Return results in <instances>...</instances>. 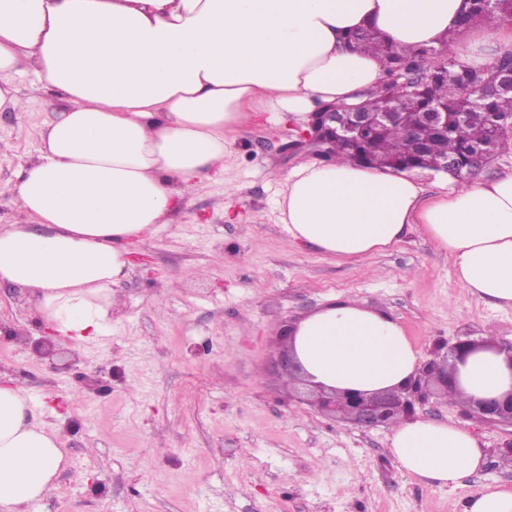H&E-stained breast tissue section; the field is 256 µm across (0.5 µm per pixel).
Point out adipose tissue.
I'll return each instance as SVG.
<instances>
[{
	"mask_svg": "<svg viewBox=\"0 0 512 512\" xmlns=\"http://www.w3.org/2000/svg\"><path fill=\"white\" fill-rule=\"evenodd\" d=\"M465 0H0V111L20 110V71L61 91L67 107L41 134L14 185L27 215L0 228V283L31 290L58 335H100L128 244L172 221L177 201L224 175L235 135L265 112L307 121L319 105L358 103L385 77L380 55L345 36L370 25L388 46L454 35L512 50V25L461 28ZM425 196L409 173L304 160L285 176L279 220L293 246L349 261L411 232L448 252L470 296L512 305V173L441 177ZM292 351L312 382L373 394L405 386L424 358L379 307L331 299L294 322ZM457 366V405L512 390L494 336ZM391 452L422 482L456 490L485 450L470 428L422 418L392 427ZM65 453L31 414L26 391L0 385V512H32Z\"/></svg>",
	"mask_w": 512,
	"mask_h": 512,
	"instance_id": "1",
	"label": "adipose tissue"
}]
</instances>
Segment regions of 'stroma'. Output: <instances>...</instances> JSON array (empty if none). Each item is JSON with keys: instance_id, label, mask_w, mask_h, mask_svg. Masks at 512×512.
<instances>
[{"instance_id": "obj_1", "label": "stroma", "mask_w": 512, "mask_h": 512, "mask_svg": "<svg viewBox=\"0 0 512 512\" xmlns=\"http://www.w3.org/2000/svg\"><path fill=\"white\" fill-rule=\"evenodd\" d=\"M14 84L25 107L0 112V225L25 222L12 188L65 106L31 74ZM295 133L287 114L266 112L238 135L227 179L198 188L136 243L104 334L61 337L71 368L34 349L51 329L36 296L0 283V379L26 390L67 450L35 512H460L466 493L512 486L499 453L512 426L469 422L443 391L417 416L472 425L486 450L454 491L401 470L391 425L324 416L273 371L283 326L334 297L387 311L428 359L436 345L488 331L512 342V307L466 296L451 258L423 235L354 264L288 246L276 200L306 156L286 149Z\"/></svg>"}]
</instances>
